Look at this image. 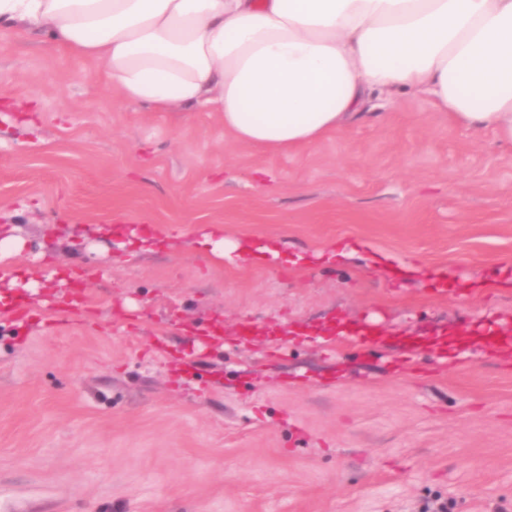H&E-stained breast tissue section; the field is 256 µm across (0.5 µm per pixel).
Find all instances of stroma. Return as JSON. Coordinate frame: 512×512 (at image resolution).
<instances>
[{"label": "stroma", "instance_id": "1", "mask_svg": "<svg viewBox=\"0 0 512 512\" xmlns=\"http://www.w3.org/2000/svg\"><path fill=\"white\" fill-rule=\"evenodd\" d=\"M275 240L251 265L197 229ZM0 512H512V152L415 96L316 145L0 30ZM161 226L151 251L114 229ZM345 245L326 265L318 252ZM310 263L296 270L291 256Z\"/></svg>", "mask_w": 512, "mask_h": 512}]
</instances>
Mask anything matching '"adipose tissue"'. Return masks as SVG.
I'll return each mask as SVG.
<instances>
[{"label": "adipose tissue", "mask_w": 512, "mask_h": 512, "mask_svg": "<svg viewBox=\"0 0 512 512\" xmlns=\"http://www.w3.org/2000/svg\"><path fill=\"white\" fill-rule=\"evenodd\" d=\"M47 33L99 63L120 98L210 106L241 144H317L374 96L426 95L512 149V0H0V28ZM196 248L277 249L200 229Z\"/></svg>", "instance_id": "adipose-tissue-1"}]
</instances>
